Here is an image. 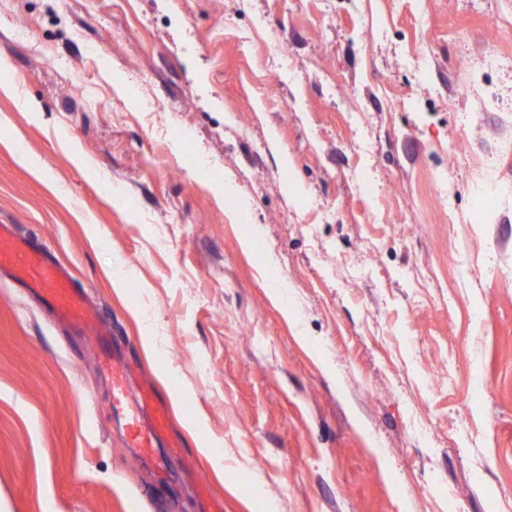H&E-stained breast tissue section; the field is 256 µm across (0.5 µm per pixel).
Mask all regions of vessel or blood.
<instances>
[{"instance_id":"b4317fda","label":"vessel or blood","mask_w":512,"mask_h":512,"mask_svg":"<svg viewBox=\"0 0 512 512\" xmlns=\"http://www.w3.org/2000/svg\"><path fill=\"white\" fill-rule=\"evenodd\" d=\"M0 269L15 274L20 284L39 296L59 318L81 328H93L99 342H109L111 323L90 315L82 291L65 269L45 250L13 239L2 224ZM99 363L111 375L112 412L122 421L130 447L136 448L139 456L154 459L156 471H163L165 462L157 458L156 447L167 429L165 403L150 383L132 387L128 368L116 363L110 354H103Z\"/></svg>"}]
</instances>
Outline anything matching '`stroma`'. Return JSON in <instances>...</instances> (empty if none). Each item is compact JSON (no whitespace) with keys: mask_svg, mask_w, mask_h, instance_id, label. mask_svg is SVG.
Returning a JSON list of instances; mask_svg holds the SVG:
<instances>
[{"mask_svg":"<svg viewBox=\"0 0 512 512\" xmlns=\"http://www.w3.org/2000/svg\"><path fill=\"white\" fill-rule=\"evenodd\" d=\"M510 142L512 0H0V224L177 443L0 271V512H512ZM0 269L15 274L21 285L39 296L62 320L79 328L93 327L99 342H110L112 324L90 315L84 294L65 269L45 250L13 239L4 224L0 225ZM99 363L111 375L112 415L122 421L130 448H136L142 458L156 459V474H163L165 462L156 455V446L167 429L165 403L148 382L133 389L128 368L116 363L110 353L105 352Z\"/></svg>","mask_w":512,"mask_h":512,"instance_id":"obj_1","label":"stroma"}]
</instances>
